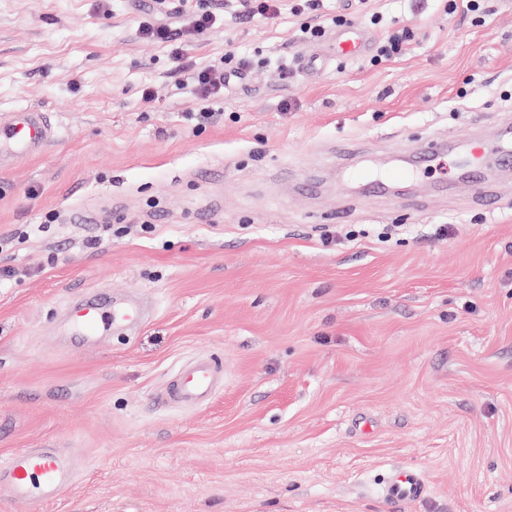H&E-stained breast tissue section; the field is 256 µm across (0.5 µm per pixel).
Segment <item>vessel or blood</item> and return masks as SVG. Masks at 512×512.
Masks as SVG:
<instances>
[{
  "instance_id": "1",
  "label": "vessel or blood",
  "mask_w": 512,
  "mask_h": 512,
  "mask_svg": "<svg viewBox=\"0 0 512 512\" xmlns=\"http://www.w3.org/2000/svg\"><path fill=\"white\" fill-rule=\"evenodd\" d=\"M373 37L366 29L348 25L338 28L330 40V56L356 60L365 57ZM48 127L41 114L18 112L0 123V154L30 151L44 143ZM148 318L146 302L136 296H87L70 311L73 334L79 343L110 330L128 329ZM224 367L199 356L182 364L154 398L156 404L202 406L217 393ZM73 477L70 457L55 448H21L0 460V484L39 505L68 487ZM427 492L423 474L413 469L397 470L385 487L386 499L394 505L421 499Z\"/></svg>"
}]
</instances>
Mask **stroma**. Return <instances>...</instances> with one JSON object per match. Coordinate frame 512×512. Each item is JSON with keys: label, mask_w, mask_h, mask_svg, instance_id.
<instances>
[{"label": "stroma", "mask_w": 512, "mask_h": 512, "mask_svg": "<svg viewBox=\"0 0 512 512\" xmlns=\"http://www.w3.org/2000/svg\"><path fill=\"white\" fill-rule=\"evenodd\" d=\"M242 17L235 0H0V119L43 113L50 138L0 160V455L58 448L72 483L0 512H388L394 469L428 492L400 512H512V13L440 0H328L324 16ZM218 10L226 20L170 44ZM383 23L371 24L373 14ZM342 14L400 54L314 72ZM321 37L304 42L302 24ZM245 60L202 129L183 68ZM291 56L283 76L269 59ZM151 88L152 100L141 97ZM483 136L488 207L455 152ZM355 170L324 167L347 144ZM455 144L413 185L366 197L405 145ZM83 293L141 295L137 331L76 348ZM207 355L224 384L198 409L152 397Z\"/></svg>", "instance_id": "35a3bbf8"}]
</instances>
